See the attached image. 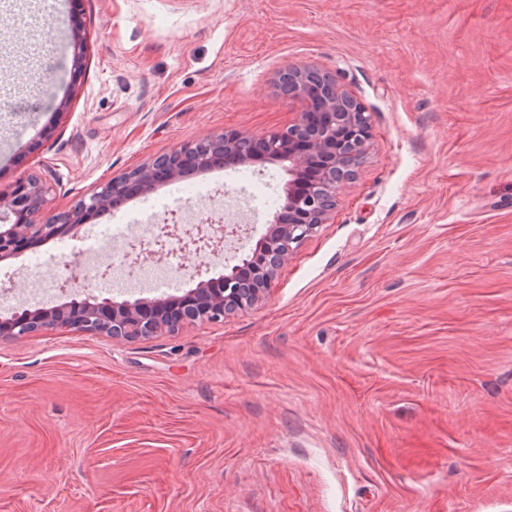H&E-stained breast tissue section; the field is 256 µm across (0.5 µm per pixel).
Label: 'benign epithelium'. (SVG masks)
I'll list each match as a JSON object with an SVG mask.
<instances>
[{
    "label": "benign epithelium",
    "mask_w": 512,
    "mask_h": 512,
    "mask_svg": "<svg viewBox=\"0 0 512 512\" xmlns=\"http://www.w3.org/2000/svg\"><path fill=\"white\" fill-rule=\"evenodd\" d=\"M278 82L288 100L302 106L295 122L283 130L257 139L236 132L210 135L201 139L208 144V154L199 155L182 146L112 177L100 190L63 212L46 209L49 186L41 177L27 175L0 188L2 261L37 240L74 234L94 216L123 204L131 194L152 191L200 168L217 163L245 164L258 157L281 163L288 172L285 215H276L255 246L219 276L221 290L202 280L176 298L73 299L1 316L0 337L19 339L67 328L129 342L173 334L186 323L221 322L253 308L295 246L327 223L336 209L338 194L355 178L371 136L367 119L360 125L336 126V119L362 111L336 76L313 65L289 66L280 71ZM211 228L213 225L208 224L185 230L178 237L182 249L211 248Z\"/></svg>",
    "instance_id": "7a95c632"
}]
</instances>
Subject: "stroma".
<instances>
[{
    "mask_svg": "<svg viewBox=\"0 0 512 512\" xmlns=\"http://www.w3.org/2000/svg\"><path fill=\"white\" fill-rule=\"evenodd\" d=\"M49 34L0 92V185L45 176L50 210L203 137L287 128L289 64L336 73L371 139L254 309L145 341L0 338V512H512V0H65L0 23V54ZM248 171L272 202L247 201ZM193 179L206 200L165 183L95 222L148 242L229 201L255 241L288 174ZM239 248L162 263L183 292ZM58 252L0 261V315L40 256L54 302L109 297Z\"/></svg>",
    "mask_w": 512,
    "mask_h": 512,
    "instance_id": "35a3bbf8",
    "label": "stroma"
}]
</instances>
